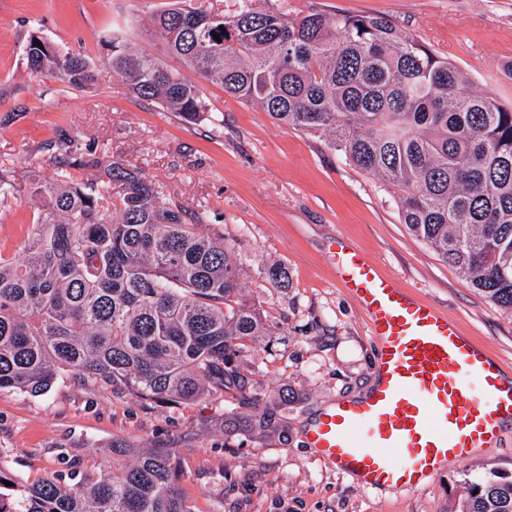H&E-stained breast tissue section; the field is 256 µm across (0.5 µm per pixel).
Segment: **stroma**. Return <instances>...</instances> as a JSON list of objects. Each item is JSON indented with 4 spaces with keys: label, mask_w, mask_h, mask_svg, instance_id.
I'll use <instances>...</instances> for the list:
<instances>
[{
    "label": "stroma",
    "mask_w": 512,
    "mask_h": 512,
    "mask_svg": "<svg viewBox=\"0 0 512 512\" xmlns=\"http://www.w3.org/2000/svg\"><path fill=\"white\" fill-rule=\"evenodd\" d=\"M175 0H0V166L52 180L69 142L95 150L163 186L167 202L207 211L241 265L240 295L256 305L269 337L245 351L260 389L290 388L286 437L224 436L249 407L221 390L191 404H156L63 372L44 395L0 391V461L29 479L111 460L113 443L175 449L177 487L192 512H451L464 482L512 475V428L500 445L445 464L411 493H372L309 448L304 427L321 405L365 390L375 345L356 301L336 283L333 237L358 245L383 272L445 312L464 336L512 375V312L485 298L401 221L395 190L331 151L324 139L278 125L258 107L200 82L210 110L186 123L131 95L103 62L102 42L121 32L131 48L162 55L153 13ZM387 16L448 57L472 90L512 103V0H286L295 14ZM80 53L97 81L79 91L31 73L33 33ZM29 196L0 208V256L17 260L36 229ZM285 265L286 290L260 275Z\"/></svg>",
    "instance_id": "obj_1"
}]
</instances>
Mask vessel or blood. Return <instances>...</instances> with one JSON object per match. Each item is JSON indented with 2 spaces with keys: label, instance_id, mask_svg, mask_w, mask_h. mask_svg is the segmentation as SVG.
Masks as SVG:
<instances>
[{
  "label": "vessel or blood",
  "instance_id": "obj_1",
  "mask_svg": "<svg viewBox=\"0 0 512 512\" xmlns=\"http://www.w3.org/2000/svg\"><path fill=\"white\" fill-rule=\"evenodd\" d=\"M329 259L365 315L376 380L360 398L323 405L309 447L363 489L409 493L446 462L500 442L512 426V378L487 351L356 246L333 240Z\"/></svg>",
  "mask_w": 512,
  "mask_h": 512
}]
</instances>
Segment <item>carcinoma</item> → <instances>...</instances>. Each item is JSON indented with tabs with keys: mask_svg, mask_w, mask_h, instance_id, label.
<instances>
[{
	"mask_svg": "<svg viewBox=\"0 0 512 512\" xmlns=\"http://www.w3.org/2000/svg\"><path fill=\"white\" fill-rule=\"evenodd\" d=\"M151 34L199 79L395 187L409 233L512 311V104L469 91L463 70L379 15L312 6L290 17L273 0H236L215 15L199 0L153 14ZM103 47L137 97L188 123L209 111L198 84L165 60L119 36ZM26 59L76 89L96 80L84 55L43 50L33 35ZM68 153L56 179L27 190L41 210L26 257L0 258V390L41 395L62 371L156 403L229 390L252 408L241 430L284 436L293 396L258 390L243 364L268 329L240 300L235 247L138 172L78 146ZM100 166L94 179L78 176ZM20 192L1 169L0 206ZM260 274L289 287L279 262ZM112 454L127 462L107 475L31 481L0 463V512H191L173 449L118 443ZM455 512H512V477L465 484Z\"/></svg>",
	"mask_w": 512,
	"mask_h": 512,
	"instance_id": "1",
	"label": "carcinoma"
}]
</instances>
